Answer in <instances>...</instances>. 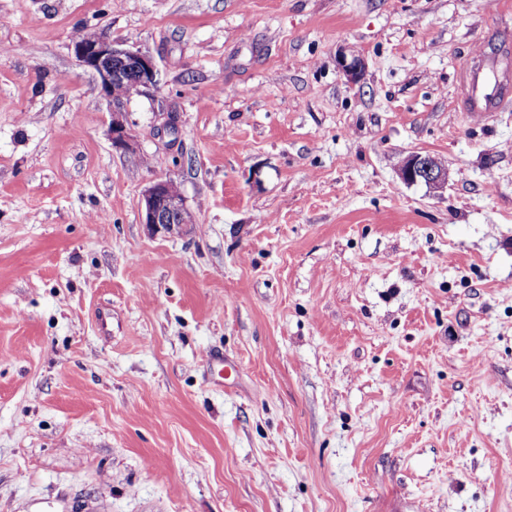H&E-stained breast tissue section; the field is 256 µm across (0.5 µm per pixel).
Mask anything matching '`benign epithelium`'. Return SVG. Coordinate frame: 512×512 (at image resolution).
Here are the masks:
<instances>
[{"label": "benign epithelium", "mask_w": 512, "mask_h": 512, "mask_svg": "<svg viewBox=\"0 0 512 512\" xmlns=\"http://www.w3.org/2000/svg\"><path fill=\"white\" fill-rule=\"evenodd\" d=\"M76 57L83 66L100 79L101 91L111 108V136L115 148L130 150L133 136L127 124V100L112 95L113 86L135 80L136 93L143 94L155 88L159 82L158 70L153 57L124 47L120 42L106 37L92 41L73 40ZM340 66L352 80L360 77L361 59L353 55L341 56ZM399 176L407 184L422 182L433 190L448 184V168L429 154L412 153L399 166ZM170 177L156 179L144 192L141 202L142 223L153 233L180 236L189 225L178 222L187 207L181 192L171 191Z\"/></svg>", "instance_id": "7a95c632"}]
</instances>
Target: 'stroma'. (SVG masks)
<instances>
[{"mask_svg": "<svg viewBox=\"0 0 512 512\" xmlns=\"http://www.w3.org/2000/svg\"><path fill=\"white\" fill-rule=\"evenodd\" d=\"M80 30L156 62L133 150ZM506 51L512 0H0V512H512ZM469 73L459 93V104L464 112L484 110L497 112L500 86L490 80V73ZM399 176L407 184L423 182L430 189H443L448 184V168L432 155L412 153L399 166ZM171 177L156 179L144 192L141 202L142 222L152 233L180 236L187 232L189 224L179 223L181 215L188 211L180 191L172 192Z\"/></svg>", "mask_w": 512, "mask_h": 512, "instance_id": "1", "label": "stroma"}]
</instances>
